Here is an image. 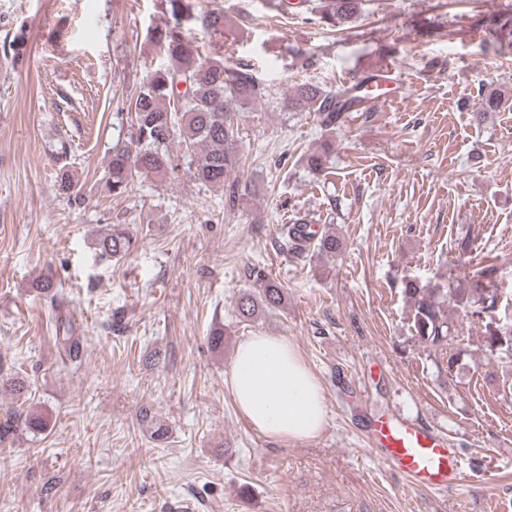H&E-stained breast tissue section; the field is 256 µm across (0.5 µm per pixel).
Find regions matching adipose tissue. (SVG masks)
I'll use <instances>...</instances> for the list:
<instances>
[{
	"label": "adipose tissue",
	"mask_w": 512,
	"mask_h": 512,
	"mask_svg": "<svg viewBox=\"0 0 512 512\" xmlns=\"http://www.w3.org/2000/svg\"><path fill=\"white\" fill-rule=\"evenodd\" d=\"M229 390L257 431L284 441L309 439L326 421L322 388L288 339L257 333L237 347Z\"/></svg>",
	"instance_id": "obj_1"
}]
</instances>
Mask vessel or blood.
<instances>
[{"mask_svg": "<svg viewBox=\"0 0 512 512\" xmlns=\"http://www.w3.org/2000/svg\"><path fill=\"white\" fill-rule=\"evenodd\" d=\"M367 437L369 446L383 449L408 488L449 489L465 478L455 449L433 428L393 416L374 421Z\"/></svg>", "mask_w": 512, "mask_h": 512, "instance_id": "1", "label": "vessel or blood"}]
</instances>
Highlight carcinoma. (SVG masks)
<instances>
[{"label":"carcinoma","mask_w":512,"mask_h":512,"mask_svg":"<svg viewBox=\"0 0 512 512\" xmlns=\"http://www.w3.org/2000/svg\"><path fill=\"white\" fill-rule=\"evenodd\" d=\"M170 20L150 35V41L169 59V65L150 72L139 88L126 100V112L114 113L119 126H128L126 133L112 142L105 172L106 187L115 197L133 190L140 177L167 179L176 169L170 145L178 143L184 153H201L189 175L195 182L224 190V200L235 205L240 198L238 179H230L240 166L237 151L242 140L241 122L244 110L268 96L267 87L246 65L227 67L221 56H203L188 40L183 28L184 0H163ZM361 0H323L319 22L338 28L348 23L359 11ZM195 20L216 35H224L230 26L224 12L203 11ZM362 85L338 89L305 82L296 85L283 97L282 105L290 112H313L322 130L330 133L349 122L348 109L366 107L368 96ZM504 96L497 89L488 90L476 116L484 121L500 111ZM332 148L310 154L306 167L315 175L328 169ZM58 191L67 196L74 207H85L82 186L69 172L58 175ZM285 243L301 256L334 258L345 249L344 241L335 232L314 229L299 217H291L282 227ZM96 246L100 254L121 258L133 247V235L119 224L100 237ZM499 267L491 262L478 268L474 275L458 281L419 285L409 281L403 288L411 303L409 330L424 348L448 351V366L455 363L454 346L459 329L452 327L448 303L460 308L464 316L482 328V347L501 364L503 382L512 377V316L501 315V288L497 280ZM250 289L239 293L235 302L236 317L250 322L259 316L283 308L284 289L270 279L259 264L248 270ZM55 343L62 363L77 368L81 363L82 338L75 334L74 323L60 317L55 320ZM142 422L156 440L166 439L168 429L143 407Z\"/></svg>","instance_id":"carcinoma-1"}]
</instances>
